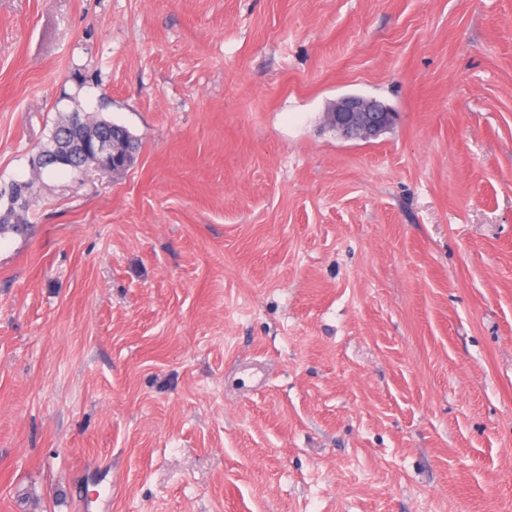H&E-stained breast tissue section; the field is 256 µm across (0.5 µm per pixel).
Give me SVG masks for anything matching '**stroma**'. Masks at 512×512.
I'll use <instances>...</instances> for the list:
<instances>
[{
  "label": "stroma",
  "instance_id": "35a3bbf8",
  "mask_svg": "<svg viewBox=\"0 0 512 512\" xmlns=\"http://www.w3.org/2000/svg\"><path fill=\"white\" fill-rule=\"evenodd\" d=\"M76 108L139 149L0 236V512H512V0H0V183ZM395 116V112L380 102L360 96L341 97L326 112L330 125L350 139L378 136L393 125Z\"/></svg>",
  "mask_w": 512,
  "mask_h": 512
}]
</instances>
